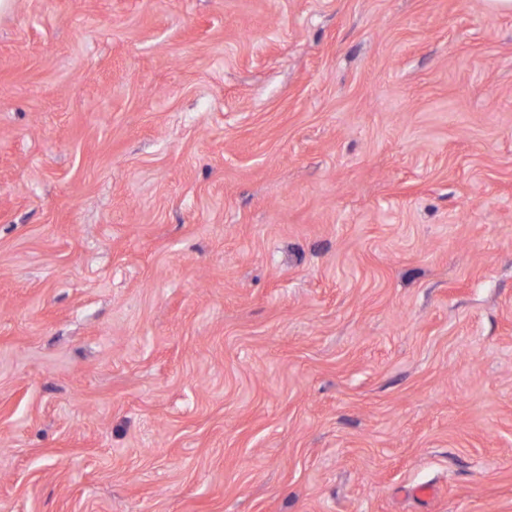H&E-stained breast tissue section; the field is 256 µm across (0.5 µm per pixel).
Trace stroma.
I'll use <instances>...</instances> for the list:
<instances>
[{
    "instance_id": "35a3bbf8",
    "label": "stroma",
    "mask_w": 512,
    "mask_h": 512,
    "mask_svg": "<svg viewBox=\"0 0 512 512\" xmlns=\"http://www.w3.org/2000/svg\"><path fill=\"white\" fill-rule=\"evenodd\" d=\"M0 512H512V13L14 0Z\"/></svg>"
}]
</instances>
